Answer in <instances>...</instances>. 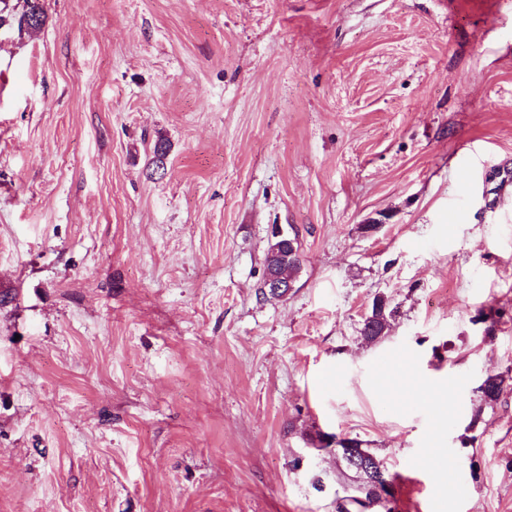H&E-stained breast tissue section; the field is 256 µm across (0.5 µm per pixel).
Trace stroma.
I'll return each instance as SVG.
<instances>
[{"mask_svg":"<svg viewBox=\"0 0 512 512\" xmlns=\"http://www.w3.org/2000/svg\"><path fill=\"white\" fill-rule=\"evenodd\" d=\"M45 6L0 36V512H339L319 433L394 512H512V0ZM288 237V239H287ZM288 241V246L285 249H281V255L276 258L275 260H270L267 255H265V261H264V276L269 273L271 275L281 276L284 278L291 279L293 276L298 272L299 265L301 261H299L296 257H290L288 258V248L292 247L294 248L295 242H297V239L291 238L290 234L286 235L282 229H280L278 226H275L272 228L271 231V239L270 242L274 243L276 242L272 254H270V257H272L274 254L278 253V249L280 245H283L285 242ZM341 442H347L353 445V448H341L336 444V448H325L318 446V450H325L331 454H336V459L344 462L345 467L354 472L359 481L361 488L364 490V496L359 500L365 504V508L372 509L375 506H386L394 496V487L392 478L389 474H385L386 468L383 462L378 459L368 449L363 448L376 460V468H383L376 470L369 464L370 455L364 452L361 448V443L355 439H343ZM359 500L353 497L352 502L359 503Z\"/></svg>","mask_w":512,"mask_h":512,"instance_id":"stroma-1","label":"stroma"}]
</instances>
